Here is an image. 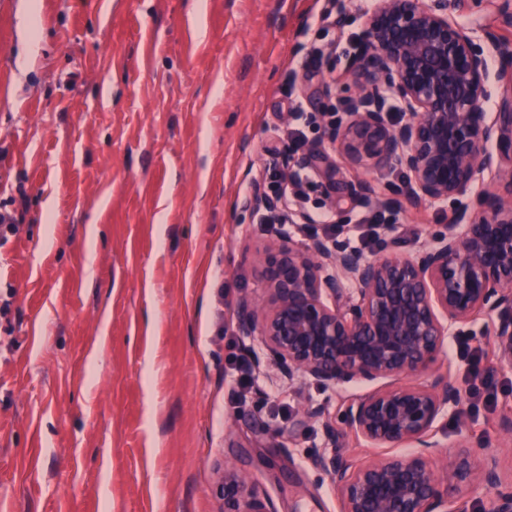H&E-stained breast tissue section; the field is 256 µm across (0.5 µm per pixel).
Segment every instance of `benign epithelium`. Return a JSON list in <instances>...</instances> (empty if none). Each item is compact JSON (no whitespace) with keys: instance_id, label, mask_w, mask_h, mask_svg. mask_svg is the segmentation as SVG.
Segmentation results:
<instances>
[{"instance_id":"benign-epithelium-1","label":"benign epithelium","mask_w":512,"mask_h":512,"mask_svg":"<svg viewBox=\"0 0 512 512\" xmlns=\"http://www.w3.org/2000/svg\"><path fill=\"white\" fill-rule=\"evenodd\" d=\"M504 65L492 76L488 57ZM357 91L327 138L352 170L397 166L410 175L408 204L453 200L450 221L410 254L390 239L366 258L330 239L297 243L272 225L255 258L261 297L241 296L235 329L259 345L284 385L374 388L335 414L305 404L297 423L322 427L329 449L310 459L336 491L338 512H468L457 495L479 486L490 512H512V486L496 464H477L482 442L454 445L452 466L431 457L448 446L441 420L465 413L451 371L432 366L445 343L479 320L492 326L491 366L512 372V44L459 22L448 3L374 0L366 20ZM498 87L495 108L482 111ZM401 111L390 118L389 101ZM332 176L325 149L308 152ZM340 189L373 205L365 181ZM471 195L472 211L458 202ZM374 449L342 452L349 440ZM224 512H278L249 477L224 470Z\"/></svg>"}]
</instances>
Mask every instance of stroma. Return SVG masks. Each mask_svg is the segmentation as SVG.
Listing matches in <instances>:
<instances>
[{
    "label": "stroma",
    "mask_w": 512,
    "mask_h": 512,
    "mask_svg": "<svg viewBox=\"0 0 512 512\" xmlns=\"http://www.w3.org/2000/svg\"><path fill=\"white\" fill-rule=\"evenodd\" d=\"M0 0V512H223L225 467L257 482L279 512H336L309 460L320 425L301 404L335 411L342 393L273 366L241 386L234 309L259 296L255 248L266 238L256 183L303 98L319 113L357 89L337 50L362 37L365 0ZM457 19L512 43L497 0H464ZM317 47L319 71L301 63ZM333 71L338 82L326 78ZM400 170L364 172L396 223L381 239L413 251L453 205L412 208ZM340 178L359 175L341 169ZM293 211L328 213L346 243L363 210L315 172ZM373 244V255L381 246ZM468 394L444 419L451 458L463 438L492 444L512 479V372L472 379L444 348Z\"/></svg>",
    "instance_id": "obj_1"
}]
</instances>
